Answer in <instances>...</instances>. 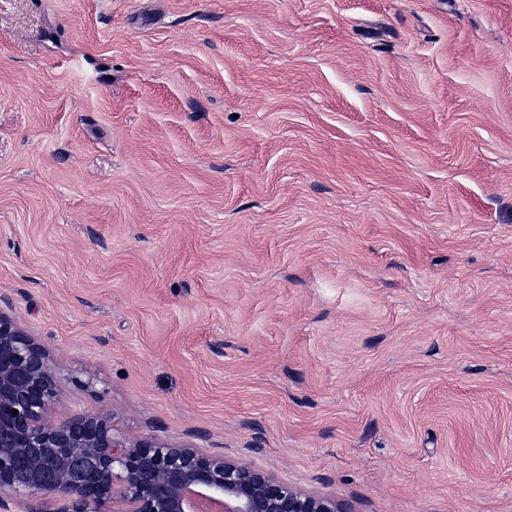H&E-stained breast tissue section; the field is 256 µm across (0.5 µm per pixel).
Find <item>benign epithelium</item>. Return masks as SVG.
Returning <instances> with one entry per match:
<instances>
[{
  "instance_id": "7a95c632",
  "label": "benign epithelium",
  "mask_w": 512,
  "mask_h": 512,
  "mask_svg": "<svg viewBox=\"0 0 512 512\" xmlns=\"http://www.w3.org/2000/svg\"><path fill=\"white\" fill-rule=\"evenodd\" d=\"M56 369L47 348L0 310V512L35 499L34 512H192L191 494L224 512H351L222 452L133 441L109 413L53 421Z\"/></svg>"
}]
</instances>
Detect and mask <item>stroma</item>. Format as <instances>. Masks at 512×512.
Segmentation results:
<instances>
[{"mask_svg":"<svg viewBox=\"0 0 512 512\" xmlns=\"http://www.w3.org/2000/svg\"><path fill=\"white\" fill-rule=\"evenodd\" d=\"M0 300L51 419L512 512V0H0Z\"/></svg>","mask_w":512,"mask_h":512,"instance_id":"obj_1","label":"stroma"}]
</instances>
